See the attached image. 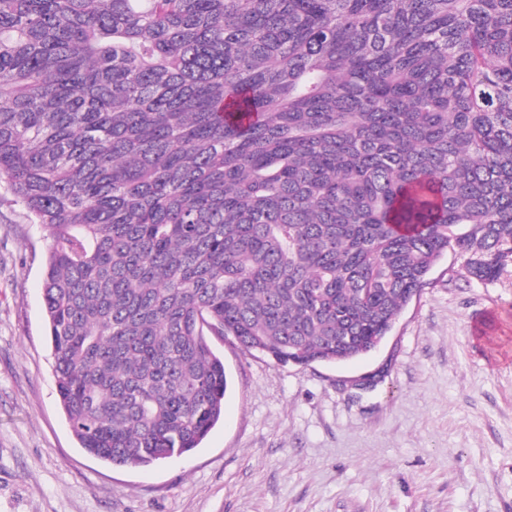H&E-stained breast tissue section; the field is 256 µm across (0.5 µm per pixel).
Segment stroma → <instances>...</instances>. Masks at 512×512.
Segmentation results:
<instances>
[{
  "mask_svg": "<svg viewBox=\"0 0 512 512\" xmlns=\"http://www.w3.org/2000/svg\"><path fill=\"white\" fill-rule=\"evenodd\" d=\"M50 244L0 197V512H512V261L478 282L448 250L380 349L347 363L212 337L223 417L191 453L116 467L59 406Z\"/></svg>",
  "mask_w": 512,
  "mask_h": 512,
  "instance_id": "1",
  "label": "stroma"
}]
</instances>
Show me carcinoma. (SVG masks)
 <instances>
[{
  "label": "carcinoma",
  "instance_id": "cac0c4a2",
  "mask_svg": "<svg viewBox=\"0 0 512 512\" xmlns=\"http://www.w3.org/2000/svg\"><path fill=\"white\" fill-rule=\"evenodd\" d=\"M0 188L80 447L181 456L209 337L346 362L448 249L512 260V0H0Z\"/></svg>",
  "mask_w": 512,
  "mask_h": 512
}]
</instances>
